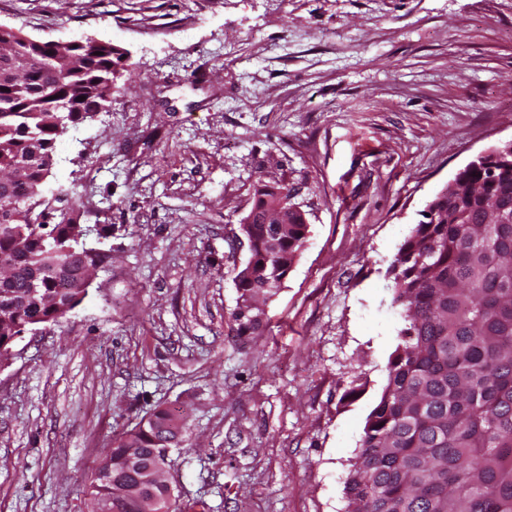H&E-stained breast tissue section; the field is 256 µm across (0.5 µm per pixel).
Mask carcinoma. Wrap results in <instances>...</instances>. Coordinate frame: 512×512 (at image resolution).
I'll list each match as a JSON object with an SVG mask.
<instances>
[{
  "instance_id": "obj_1",
  "label": "carcinoma",
  "mask_w": 512,
  "mask_h": 512,
  "mask_svg": "<svg viewBox=\"0 0 512 512\" xmlns=\"http://www.w3.org/2000/svg\"><path fill=\"white\" fill-rule=\"evenodd\" d=\"M0 42L37 60L27 85L0 87V172L10 173L31 143L53 157L59 139L101 109L123 77L124 52L73 39L69 52L84 66L62 76L49 66L56 40L29 41L0 29ZM494 167L490 182L482 166L461 174L465 182L482 183L478 193H438L390 265L405 327L351 464L348 512H512V224L481 223L490 211L512 210V157ZM275 189L282 186L256 189L246 215L252 222L241 225L249 257L236 288L244 305L275 295L266 284L294 264L305 239L300 215L278 240L274 225L263 223ZM77 195L72 184L29 196L23 183L0 195V212L14 215L0 222V261L11 263V287L25 288L32 265L66 271L46 278L23 310L0 304V364L11 356L8 338L57 321L87 293L81 287L86 267L102 255L86 251ZM232 317L240 336L261 329L257 320ZM178 433L165 410L122 432L95 469L92 500L140 483L148 466L166 465L162 449L177 446ZM146 493L157 500L156 512H172L168 487L153 485Z\"/></svg>"
}]
</instances>
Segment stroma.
I'll list each match as a JSON object with an SVG mask.
<instances>
[{
    "label": "stroma",
    "instance_id": "obj_1",
    "mask_svg": "<svg viewBox=\"0 0 512 512\" xmlns=\"http://www.w3.org/2000/svg\"><path fill=\"white\" fill-rule=\"evenodd\" d=\"M0 26L112 43L132 73L56 151L104 257L0 368V512H90L114 439L159 409L177 512H347L405 325L389 267L512 142V0H0ZM260 184L293 189L308 233L244 337Z\"/></svg>",
    "mask_w": 512,
    "mask_h": 512
}]
</instances>
